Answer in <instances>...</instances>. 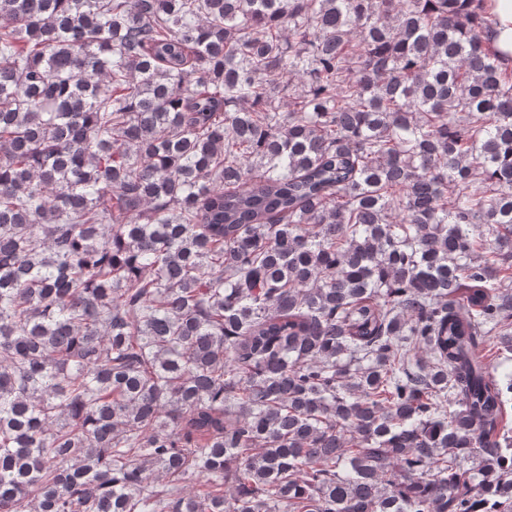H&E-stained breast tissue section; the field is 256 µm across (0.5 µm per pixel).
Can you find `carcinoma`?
I'll use <instances>...</instances> for the list:
<instances>
[{"mask_svg": "<svg viewBox=\"0 0 512 512\" xmlns=\"http://www.w3.org/2000/svg\"><path fill=\"white\" fill-rule=\"evenodd\" d=\"M483 2L0 0V512H512Z\"/></svg>", "mask_w": 512, "mask_h": 512, "instance_id": "1", "label": "carcinoma"}]
</instances>
